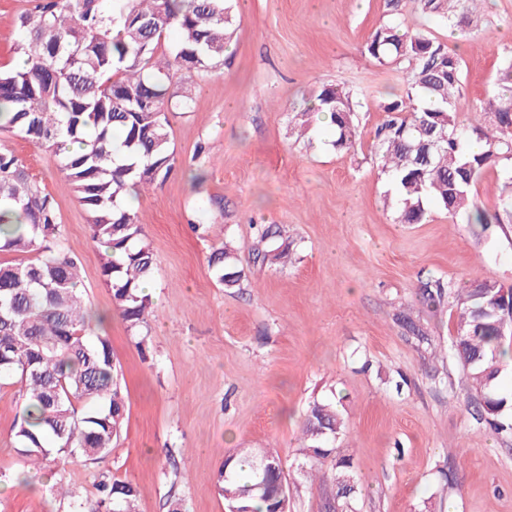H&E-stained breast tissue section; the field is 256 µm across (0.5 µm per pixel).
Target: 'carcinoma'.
Segmentation results:
<instances>
[{"label":"carcinoma","instance_id":"carcinoma-1","mask_svg":"<svg viewBox=\"0 0 512 512\" xmlns=\"http://www.w3.org/2000/svg\"><path fill=\"white\" fill-rule=\"evenodd\" d=\"M402 0H390L365 53L378 65L405 71L406 99L380 106L385 113L374 138L378 166L393 187L399 224H418L427 206L444 209L463 224H512V194L494 214L471 188L482 172L498 168L512 182V54L487 96V127L460 116L473 111L462 86L460 58L437 37L410 31L400 21ZM423 14L462 36L477 26L480 0H414ZM232 0H38L19 16L17 50L25 68L0 70V131L21 134L52 150L87 215L92 238L104 247L102 273L115 309L129 330L148 325L151 296L144 293L154 267L137 212L124 205L128 186L147 189L164 182L176 164L171 145L170 81L182 71L209 73L220 65L234 37ZM178 39L158 53L168 30ZM326 113L333 148L357 146L352 92L324 85L310 103L290 113L305 134L313 115ZM482 143L474 151L473 142ZM69 144L79 150L70 151ZM264 250L254 262L280 267L290 244L280 231L259 229ZM37 252L27 263L0 264V378L19 383L21 413L15 439L32 465L55 453L69 458L112 451L126 415L108 338L89 340L79 265L59 242L51 197L25 162L0 143V252ZM226 288L240 286L237 249L229 243L209 259ZM503 285L469 287L440 280L422 289L429 302L448 296L457 309L453 356L476 393V411L498 431L512 433V397L501 391L504 341L512 338V308ZM85 403L84 411L77 404ZM344 418L333 402H316L304 422L308 444L298 468L308 477L331 470L334 493L326 512H352L360 491L350 459L334 454ZM219 472L217 489L227 507L275 512L286 498L281 457L263 448H242ZM90 512H135L137 489L129 481L103 479Z\"/></svg>","mask_w":512,"mask_h":512}]
</instances>
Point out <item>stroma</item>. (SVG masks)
<instances>
[{"mask_svg": "<svg viewBox=\"0 0 512 512\" xmlns=\"http://www.w3.org/2000/svg\"><path fill=\"white\" fill-rule=\"evenodd\" d=\"M34 0H0V67H14L18 17ZM214 72L178 73L191 107L168 114L177 162L137 208L154 255L155 316L128 330L102 276L103 249L48 149L0 135L55 200L64 250L81 271L92 336L107 337L127 416L111 453L48 455L29 465L14 444L16 379L0 380V512H74L102 477L131 481L137 512H226L216 478L241 448L283 459L288 512H325L329 488L296 470L302 422L316 402L339 401L335 448L362 480L355 512H512V435L479 420L466 376L449 358L455 307L420 300L425 283L512 285V227L456 224L430 208L395 223L374 156L381 101L400 99L401 71L364 53L387 0H247ZM461 40L404 0L406 28L423 29L463 60L467 100L480 105L512 53V0H484ZM354 93L357 149L339 152L332 128L305 137L288 114L321 86ZM208 202L199 219L200 202ZM291 244L283 269L254 263L257 225ZM239 247L240 287L209 267L224 241ZM405 313L425 341L397 320Z\"/></svg>", "mask_w": 512, "mask_h": 512, "instance_id": "stroma-1", "label": "stroma"}]
</instances>
